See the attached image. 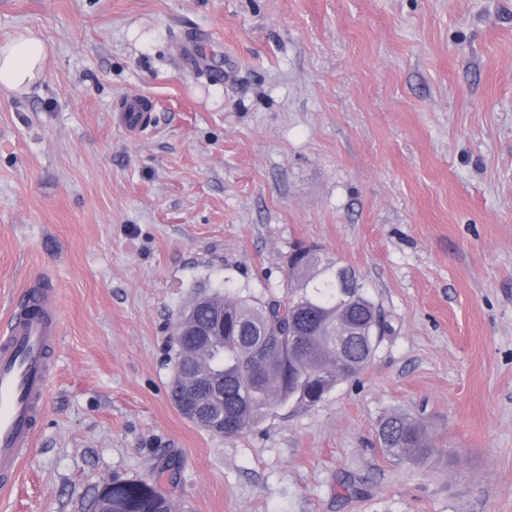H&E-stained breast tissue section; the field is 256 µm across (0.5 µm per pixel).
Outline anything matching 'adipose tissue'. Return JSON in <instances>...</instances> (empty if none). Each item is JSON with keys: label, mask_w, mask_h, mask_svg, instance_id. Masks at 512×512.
Segmentation results:
<instances>
[{"label": "adipose tissue", "mask_w": 512, "mask_h": 512, "mask_svg": "<svg viewBox=\"0 0 512 512\" xmlns=\"http://www.w3.org/2000/svg\"><path fill=\"white\" fill-rule=\"evenodd\" d=\"M50 56L42 33L27 28L0 43V91L24 93L49 71Z\"/></svg>", "instance_id": "1"}]
</instances>
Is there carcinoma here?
<instances>
[{
	"label": "carcinoma",
	"instance_id": "obj_1",
	"mask_svg": "<svg viewBox=\"0 0 512 512\" xmlns=\"http://www.w3.org/2000/svg\"><path fill=\"white\" fill-rule=\"evenodd\" d=\"M349 284L338 287L336 274L305 267L288 257L287 295L260 300L240 293L212 291L198 284L184 310L198 326L215 325L224 309V334L213 337L207 368L222 381L224 425L218 433L231 436L249 430L275 409L314 406L339 383L362 372L390 326L375 301L364 291L354 270ZM351 326L355 335L339 350L329 331ZM172 361L198 363L194 337H172ZM271 343L268 354L258 356L260 342ZM378 441L394 459L422 464L434 453L425 431L412 418L393 414L377 429ZM167 499L140 479L112 480L115 512H164Z\"/></svg>",
	"mask_w": 512,
	"mask_h": 512
}]
</instances>
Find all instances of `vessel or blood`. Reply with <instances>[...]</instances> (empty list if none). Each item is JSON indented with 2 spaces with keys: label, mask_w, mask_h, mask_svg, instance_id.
Returning <instances> with one entry per match:
<instances>
[{
  "label": "vessel or blood",
  "mask_w": 512,
  "mask_h": 512,
  "mask_svg": "<svg viewBox=\"0 0 512 512\" xmlns=\"http://www.w3.org/2000/svg\"><path fill=\"white\" fill-rule=\"evenodd\" d=\"M59 323L44 293L39 309L17 303L0 329V481L16 476L33 446V423L45 407L52 373L47 351L58 339Z\"/></svg>",
  "instance_id": "vessel-or-blood-1"
}]
</instances>
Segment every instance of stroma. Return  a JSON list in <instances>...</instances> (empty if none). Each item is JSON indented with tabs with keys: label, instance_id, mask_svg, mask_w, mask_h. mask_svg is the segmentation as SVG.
Wrapping results in <instances>:
<instances>
[{
	"label": "stroma",
	"instance_id": "35a3bbf8",
	"mask_svg": "<svg viewBox=\"0 0 512 512\" xmlns=\"http://www.w3.org/2000/svg\"><path fill=\"white\" fill-rule=\"evenodd\" d=\"M29 27L52 67L0 92V325L41 275L60 336L0 512L115 478L174 512H512V0H0V41ZM312 244L390 325L371 364L238 435L185 419L195 282L278 298ZM392 413L426 465L380 448ZM378 441L394 459L422 464L434 453V446L416 421L406 415L384 418L377 429Z\"/></svg>",
	"mask_w": 512,
	"mask_h": 512
}]
</instances>
